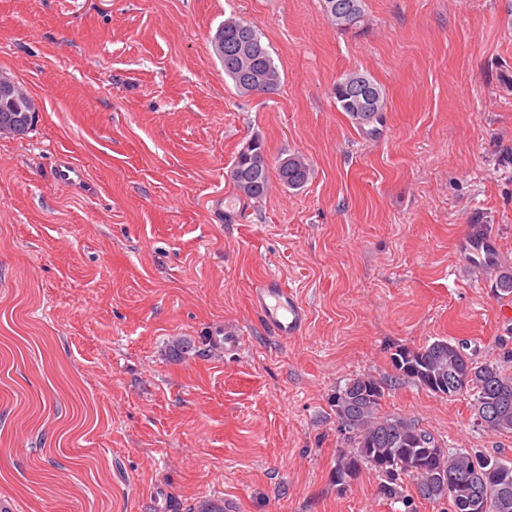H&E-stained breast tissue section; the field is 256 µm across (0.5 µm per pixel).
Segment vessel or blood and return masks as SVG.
<instances>
[{
    "mask_svg": "<svg viewBox=\"0 0 512 512\" xmlns=\"http://www.w3.org/2000/svg\"><path fill=\"white\" fill-rule=\"evenodd\" d=\"M460 246L472 268H490L498 255L495 238L484 229L472 228L460 240ZM251 304L260 323L275 337L290 339L306 333L310 310L296 291L288 288L282 278L269 274L257 281L251 290ZM236 501L227 495L210 494L198 499L194 512H237Z\"/></svg>",
    "mask_w": 512,
    "mask_h": 512,
    "instance_id": "obj_1",
    "label": "vessel or blood"
}]
</instances>
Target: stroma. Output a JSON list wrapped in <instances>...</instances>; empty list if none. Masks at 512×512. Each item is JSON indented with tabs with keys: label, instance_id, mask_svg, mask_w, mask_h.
<instances>
[{
	"label": "stroma",
	"instance_id": "stroma-1",
	"mask_svg": "<svg viewBox=\"0 0 512 512\" xmlns=\"http://www.w3.org/2000/svg\"><path fill=\"white\" fill-rule=\"evenodd\" d=\"M338 32L323 0H0V73L40 108L0 135V512H449L403 478L333 480L346 441L330 398L358 375L382 411L451 448L512 461V431L477 425L473 394L396 377V346L462 343L512 375V0H364ZM254 23L278 66L239 94L211 38ZM383 89L358 127L333 87ZM310 178L262 200L230 169L250 139ZM85 174L56 184V165ZM232 205L216 221L208 199ZM482 225L496 267L455 251ZM283 275L303 336L266 332L249 295ZM237 327L238 355L210 338ZM192 340L170 359L173 338ZM360 77L365 78L377 92V97H375V99L369 104L371 112H359L365 107L368 101H371L375 94L374 88L368 82L362 79L358 80ZM343 82H355L353 83L354 88L351 93L352 99L355 103H353L355 106V112L350 105L345 104V100L340 96L339 84ZM334 97L336 98V104L339 106L341 111L346 112L351 120L355 121V123L360 127L378 122L381 118L380 114L383 112L385 106L384 95L381 87L375 83L371 77L358 70L348 71L342 75L334 87ZM195 512H236L237 502L228 495L210 494L198 499L194 504Z\"/></svg>",
	"mask_w": 512,
	"mask_h": 512
}]
</instances>
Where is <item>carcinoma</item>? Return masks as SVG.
Returning a JSON list of instances; mask_svg holds the SVG:
<instances>
[{
	"mask_svg": "<svg viewBox=\"0 0 512 512\" xmlns=\"http://www.w3.org/2000/svg\"><path fill=\"white\" fill-rule=\"evenodd\" d=\"M342 2L347 4L346 10L329 14L327 18L340 31L362 28L364 0ZM240 24L251 28L261 48L255 62L257 80L252 83L241 81L233 69V61L244 48V44L237 41ZM212 45L224 66V75L240 93H268L279 86L278 66L253 23H242L233 17L225 19L217 27ZM360 77L370 81L377 92L370 103V111H354L345 104L337 86L334 97L341 111L362 127L380 120L385 103L381 87L358 70L344 73L339 82H355ZM27 112L24 100L0 95V128L21 123ZM254 151L248 161L233 164L230 177L237 191L258 200L267 194L271 163L263 142H258ZM275 171L281 183L293 188L303 186L310 177L308 164L298 156L288 157V164L277 165ZM390 360L398 378L410 380L436 396L453 397L474 392L478 424L496 432L512 431V375L505 374L497 364L478 363L462 346L447 339H437L418 348L401 345ZM386 390L378 379L363 375L350 379L331 397L330 406L348 441V448L340 451L336 460L333 472L336 485L344 487L363 469H373L388 479L383 485V494L391 496L396 493L395 482L408 476L403 463L411 459L418 464V473L412 479L422 499L446 500L451 512H512V462L448 448L415 423L383 414ZM443 472L460 475L459 482L448 487L439 478Z\"/></svg>",
	"mask_w": 512,
	"mask_h": 512,
	"instance_id": "1",
	"label": "carcinoma"
}]
</instances>
